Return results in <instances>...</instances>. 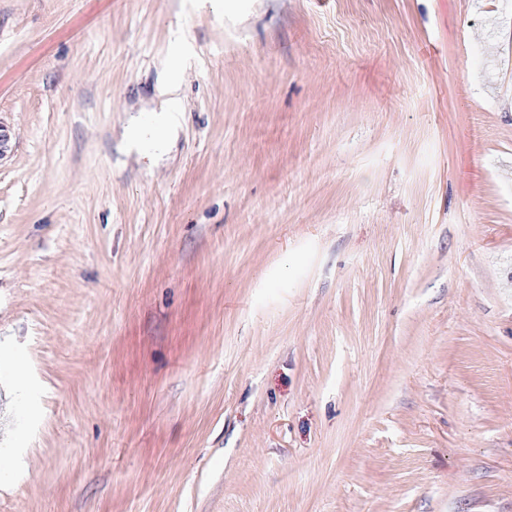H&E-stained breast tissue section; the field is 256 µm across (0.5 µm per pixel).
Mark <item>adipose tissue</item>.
<instances>
[{"label": "adipose tissue", "mask_w": 512, "mask_h": 512, "mask_svg": "<svg viewBox=\"0 0 512 512\" xmlns=\"http://www.w3.org/2000/svg\"><path fill=\"white\" fill-rule=\"evenodd\" d=\"M180 85V78L175 73H168L158 87V95L161 99L158 114L148 123L135 116L130 118L125 129V143L128 150L149 159L164 149L178 126Z\"/></svg>", "instance_id": "1"}]
</instances>
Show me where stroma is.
<instances>
[{"mask_svg": "<svg viewBox=\"0 0 512 512\" xmlns=\"http://www.w3.org/2000/svg\"><path fill=\"white\" fill-rule=\"evenodd\" d=\"M0 121V512H512L500 0H0ZM181 79L171 70L158 87L161 107L151 123L139 117H131L125 129V143L129 151L152 162L153 155L161 152L178 126L180 112L179 89Z\"/></svg>", "mask_w": 512, "mask_h": 512, "instance_id": "obj_1", "label": "stroma"}]
</instances>
